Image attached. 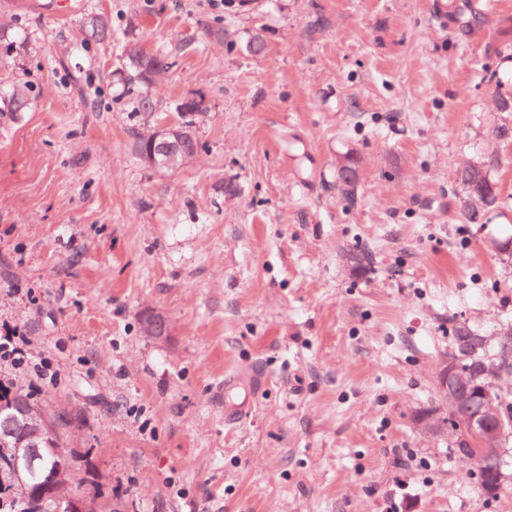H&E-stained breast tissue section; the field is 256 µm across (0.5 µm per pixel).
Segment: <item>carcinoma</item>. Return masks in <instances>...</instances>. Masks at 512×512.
Masks as SVG:
<instances>
[{
    "label": "carcinoma",
    "instance_id": "carcinoma-1",
    "mask_svg": "<svg viewBox=\"0 0 512 512\" xmlns=\"http://www.w3.org/2000/svg\"><path fill=\"white\" fill-rule=\"evenodd\" d=\"M84 33L89 38L100 39L110 34L105 22L98 15L90 13L84 24ZM27 42L22 27L10 23H0V51L9 55L17 50L26 48ZM123 68L120 71L121 90L112 97L113 103L131 112L138 121L148 123L157 111V104L149 91L138 63V56L145 54L158 63L164 59L137 42L125 40L119 45ZM0 100L6 102L13 112H23L34 100L33 86H3L0 88ZM183 108H175L177 120L175 124L192 125L199 122L204 112L203 99L184 98L180 101ZM478 338V329L459 321L451 328L448 354L458 351L464 337ZM490 358L505 369L512 370V343L497 344L495 347L484 345L478 349L475 357L464 362L467 367H473L481 360ZM476 383L480 386L482 398L492 402L499 411V420L505 427L508 438H512V396L502 392L490 381L479 377ZM40 409L39 402L32 395L15 391L6 394L0 390V512H50V501L45 498L47 484L44 473L62 467L71 470L73 453L65 447L61 434L52 439L37 441L36 451L43 457L44 472L28 477L19 482L14 474L13 448L23 440L30 442V436L37 431L38 421L25 420L26 414ZM468 409L462 408L450 423L462 432L456 452L464 462L469 464L476 480L479 492L492 484L489 472L480 465L482 447L479 439L467 428Z\"/></svg>",
    "mask_w": 512,
    "mask_h": 512
}]
</instances>
